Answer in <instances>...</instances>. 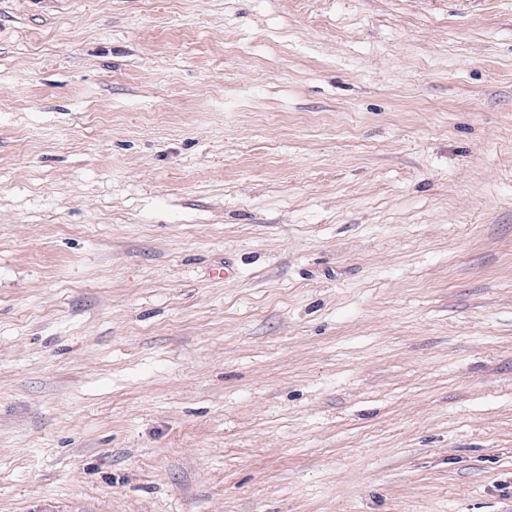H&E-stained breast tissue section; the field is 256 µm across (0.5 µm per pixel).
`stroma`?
<instances>
[{"instance_id": "stroma-1", "label": "stroma", "mask_w": 512, "mask_h": 512, "mask_svg": "<svg viewBox=\"0 0 512 512\" xmlns=\"http://www.w3.org/2000/svg\"><path fill=\"white\" fill-rule=\"evenodd\" d=\"M0 512H512V0H0Z\"/></svg>"}]
</instances>
